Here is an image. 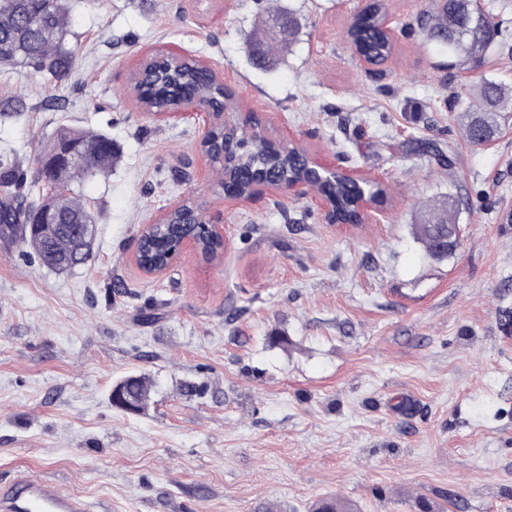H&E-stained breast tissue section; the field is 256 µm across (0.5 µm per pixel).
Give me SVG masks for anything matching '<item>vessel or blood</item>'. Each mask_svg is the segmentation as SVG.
<instances>
[{
    "instance_id": "obj_1",
    "label": "vessel or blood",
    "mask_w": 512,
    "mask_h": 512,
    "mask_svg": "<svg viewBox=\"0 0 512 512\" xmlns=\"http://www.w3.org/2000/svg\"><path fill=\"white\" fill-rule=\"evenodd\" d=\"M0 512H93L82 497L61 491L52 481L17 474L0 482Z\"/></svg>"
}]
</instances>
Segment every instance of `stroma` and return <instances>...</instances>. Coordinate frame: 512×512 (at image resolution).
Returning <instances> with one entry per match:
<instances>
[{
	"label": "stroma",
	"mask_w": 512,
	"mask_h": 512,
	"mask_svg": "<svg viewBox=\"0 0 512 512\" xmlns=\"http://www.w3.org/2000/svg\"><path fill=\"white\" fill-rule=\"evenodd\" d=\"M370 2L66 0L70 74L0 66V98L28 105L0 118V162L33 174L62 127L116 146L73 184L96 218L84 264L0 237L1 480L96 512H512V117L464 135L480 79L512 89V0H477L500 49L475 70L419 28L430 0H385L394 51L365 64L348 31ZM168 49L266 138L381 184L377 221L328 223L307 186L225 199L201 117L128 94ZM448 201L457 245L434 256L416 226ZM186 203L223 225V254L146 277L143 228ZM128 376L150 385L137 410L112 400Z\"/></svg>",
	"instance_id": "1"
}]
</instances>
